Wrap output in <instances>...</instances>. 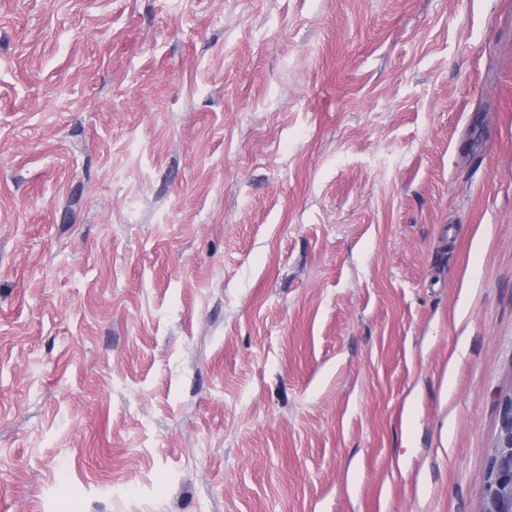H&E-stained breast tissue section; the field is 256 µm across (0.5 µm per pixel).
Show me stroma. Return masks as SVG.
<instances>
[{"instance_id": "obj_1", "label": "stroma", "mask_w": 512, "mask_h": 512, "mask_svg": "<svg viewBox=\"0 0 512 512\" xmlns=\"http://www.w3.org/2000/svg\"><path fill=\"white\" fill-rule=\"evenodd\" d=\"M512 389V0H0V512H480Z\"/></svg>"}]
</instances>
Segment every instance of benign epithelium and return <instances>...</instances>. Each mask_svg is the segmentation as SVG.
I'll use <instances>...</instances> for the list:
<instances>
[{"label": "benign epithelium", "mask_w": 512, "mask_h": 512, "mask_svg": "<svg viewBox=\"0 0 512 512\" xmlns=\"http://www.w3.org/2000/svg\"><path fill=\"white\" fill-rule=\"evenodd\" d=\"M481 512H512V390L500 396Z\"/></svg>", "instance_id": "7a95c632"}]
</instances>
